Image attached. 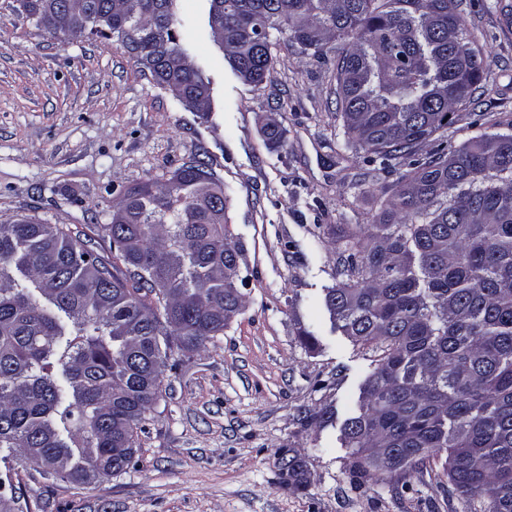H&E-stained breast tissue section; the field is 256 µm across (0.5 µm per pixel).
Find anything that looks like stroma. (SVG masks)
Listing matches in <instances>:
<instances>
[{
	"mask_svg": "<svg viewBox=\"0 0 512 512\" xmlns=\"http://www.w3.org/2000/svg\"><path fill=\"white\" fill-rule=\"evenodd\" d=\"M499 5L463 0L487 64L421 156L459 148L475 125L512 124V23ZM209 7L177 3L211 82L209 111L195 112L117 39L52 38L0 0V222L36 217L107 255L113 202L199 156L224 183L243 254L240 313L204 348L172 347L137 464L91 485L19 471L20 512H464L443 457L403 478L359 476L340 440L372 353L332 330L322 299L341 225L372 223L397 172L348 143L333 63L287 49L283 33L263 81L244 83L211 36ZM271 117L276 140L263 129ZM309 326L313 347L299 334ZM326 410L329 425L316 418ZM291 457L299 490L283 468Z\"/></svg>",
	"mask_w": 512,
	"mask_h": 512,
	"instance_id": "obj_1",
	"label": "stroma"
}]
</instances>
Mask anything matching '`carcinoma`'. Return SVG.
Returning <instances> with one entry per match:
<instances>
[{"label":"carcinoma","instance_id":"cac0c4a2","mask_svg":"<svg viewBox=\"0 0 512 512\" xmlns=\"http://www.w3.org/2000/svg\"><path fill=\"white\" fill-rule=\"evenodd\" d=\"M108 19L122 46L185 106L210 81L175 32L177 0H20L55 37L68 2ZM224 13L225 57L258 84L288 47L320 61L336 46L345 134L403 166L470 100L485 58L460 0H210ZM224 183L193 158L169 183L133 187L109 224L129 278L56 224H0V486L23 449L32 469L89 484L132 464L134 435L159 397L172 341L198 350L242 298L224 265L242 262L224 224L198 203ZM334 325L375 353L358 411L341 427L352 468L390 476L444 452L450 492L467 512H512V128L480 131L400 174L373 224H345Z\"/></svg>","mask_w":512,"mask_h":512}]
</instances>
